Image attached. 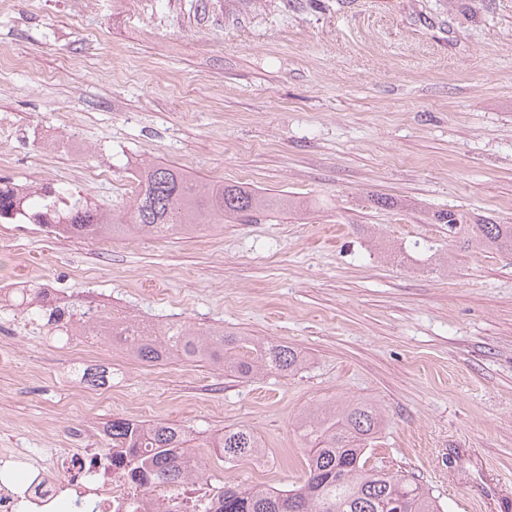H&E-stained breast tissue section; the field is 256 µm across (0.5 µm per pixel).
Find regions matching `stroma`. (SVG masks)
<instances>
[{
  "instance_id": "stroma-1",
  "label": "stroma",
  "mask_w": 512,
  "mask_h": 512,
  "mask_svg": "<svg viewBox=\"0 0 512 512\" xmlns=\"http://www.w3.org/2000/svg\"><path fill=\"white\" fill-rule=\"evenodd\" d=\"M0 53L12 183L113 212L162 161L299 205L108 250L0 223V335L16 339L0 448H99L112 419L166 421L193 427L210 491L284 487L305 472L299 414L358 399L386 416L368 466L444 512H512V254L460 249L430 220L512 224V0H0ZM17 289L285 343L303 365L147 366L95 337L115 399L87 414L78 342ZM241 426L263 452L225 462L214 438Z\"/></svg>"
}]
</instances>
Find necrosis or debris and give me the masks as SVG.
<instances>
[{
	"mask_svg": "<svg viewBox=\"0 0 512 512\" xmlns=\"http://www.w3.org/2000/svg\"><path fill=\"white\" fill-rule=\"evenodd\" d=\"M97 453H52L42 460L34 448H0V512H78L96 505L99 512H136L142 499L166 503L172 486L130 481L112 463L102 478Z\"/></svg>",
	"mask_w": 512,
	"mask_h": 512,
	"instance_id": "4bbe7bcc",
	"label": "necrosis or debris"
}]
</instances>
